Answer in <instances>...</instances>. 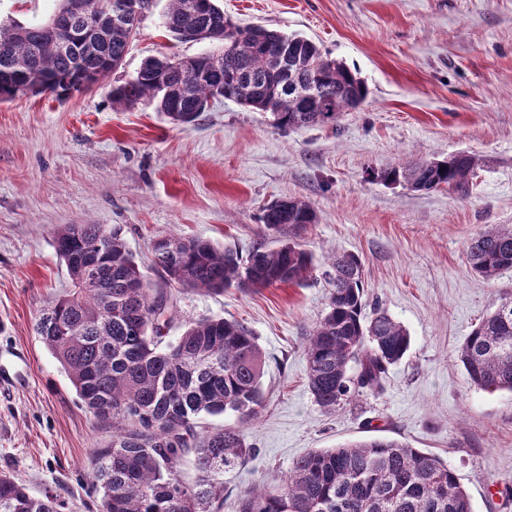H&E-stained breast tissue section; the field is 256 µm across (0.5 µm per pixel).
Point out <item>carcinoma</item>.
<instances>
[{
  "instance_id": "cac0c4a2",
  "label": "carcinoma",
  "mask_w": 512,
  "mask_h": 512,
  "mask_svg": "<svg viewBox=\"0 0 512 512\" xmlns=\"http://www.w3.org/2000/svg\"><path fill=\"white\" fill-rule=\"evenodd\" d=\"M54 16L39 25L0 24V75L29 88L1 91L0 102L49 91L68 98L66 77L93 74L98 82L119 68L134 39L117 14L85 33L78 45L58 40L62 20H82L57 0ZM220 0H169L164 26L177 40L224 43L219 54L149 59L136 76L112 88V102L153 104L175 124L195 121L210 100L222 97L269 112L280 128L334 126L341 114L368 96L364 81L309 39L261 25L238 27ZM477 161L464 152L443 161L403 163L381 172L384 182L415 191L464 192ZM281 238L247 254L208 241L169 236L154 246L159 281L151 283L126 248L121 229L65 224L55 235L57 255L73 288L40 309L34 331L66 372L82 405L111 430L91 461L89 479L100 496L98 512H222L224 470L256 455L245 425L262 406L264 359L244 324L200 318L181 325L169 283L203 291L230 286L262 288L298 282L314 269L313 256L294 241L315 221L312 206L289 199L261 217ZM472 270L486 280L512 268V224L473 236L465 250ZM326 271L332 284L327 311L309 331L307 386L316 404L333 410L381 386L388 366L407 354L411 337L385 310L363 319L362 265L336 254ZM471 383L488 393H512V297L471 331L458 350ZM358 370L351 372V364ZM233 413L234 425L204 429V415ZM192 456L195 480L181 465ZM60 495L29 493L0 473V512H65ZM239 512H472L470 497L448 463L395 439L371 437L337 448L313 450L293 463L278 484L251 485Z\"/></svg>"
}]
</instances>
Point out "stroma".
<instances>
[{
	"mask_svg": "<svg viewBox=\"0 0 512 512\" xmlns=\"http://www.w3.org/2000/svg\"><path fill=\"white\" fill-rule=\"evenodd\" d=\"M166 6L153 0L121 67L98 84L63 101L44 92L0 104V355L28 359L25 386L0 392V472L87 512L84 473L110 440L33 329L72 286L55 251L60 226L121 228L147 273L154 244L171 235L277 247L263 210L297 198L316 213L297 236L312 276L175 293L181 317L246 324L265 359L263 406L247 428L257 453L225 471L224 512H236L247 485L276 481L309 451L372 436L447 462L473 512H512V393L478 390L457 358L474 325L512 294V268L486 281L465 260L476 233L512 224V0H222L237 25L300 34L365 81V102L336 126L299 130L222 98L185 125L151 106L114 104L113 87L148 58L222 51L174 39ZM57 7L0 0V22L37 25ZM458 152L477 160L463 194L379 178ZM336 252L362 260L364 316L385 309L411 347L378 393L327 412L307 387L305 343L326 310V258Z\"/></svg>",
	"mask_w": 512,
	"mask_h": 512,
	"instance_id": "obj_1",
	"label": "stroma"
}]
</instances>
